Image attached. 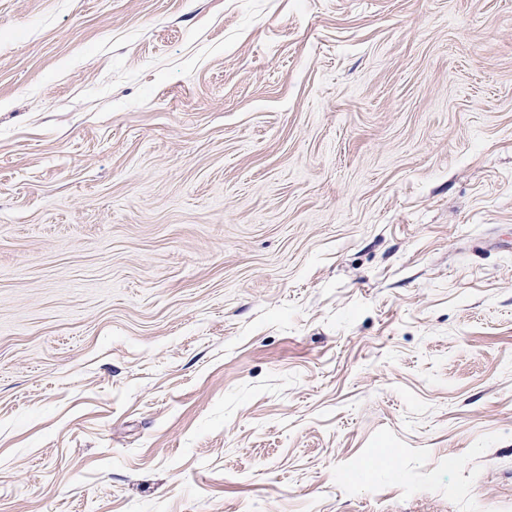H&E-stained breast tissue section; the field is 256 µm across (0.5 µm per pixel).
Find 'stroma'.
Instances as JSON below:
<instances>
[{"mask_svg": "<svg viewBox=\"0 0 512 512\" xmlns=\"http://www.w3.org/2000/svg\"><path fill=\"white\" fill-rule=\"evenodd\" d=\"M0 512H512V0H0Z\"/></svg>", "mask_w": 512, "mask_h": 512, "instance_id": "stroma-1", "label": "stroma"}]
</instances>
